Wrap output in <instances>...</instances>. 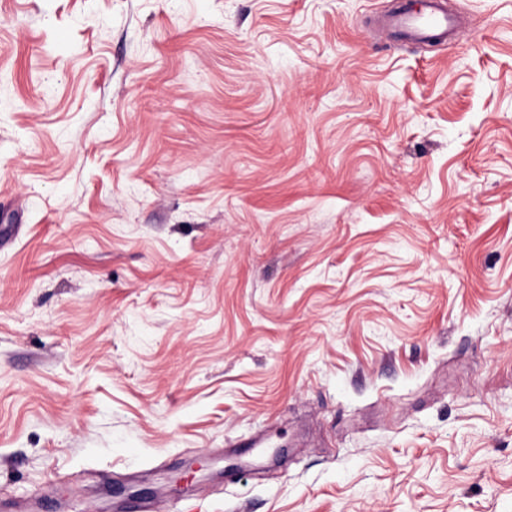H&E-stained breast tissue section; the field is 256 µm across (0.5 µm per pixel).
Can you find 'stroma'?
Returning <instances> with one entry per match:
<instances>
[{"label":"stroma","instance_id":"35a3bbf8","mask_svg":"<svg viewBox=\"0 0 512 512\" xmlns=\"http://www.w3.org/2000/svg\"><path fill=\"white\" fill-rule=\"evenodd\" d=\"M0 0V497L512 512V0ZM387 24L409 42L440 44L457 34L455 18L436 0H423L419 8L397 11Z\"/></svg>","mask_w":512,"mask_h":512}]
</instances>
